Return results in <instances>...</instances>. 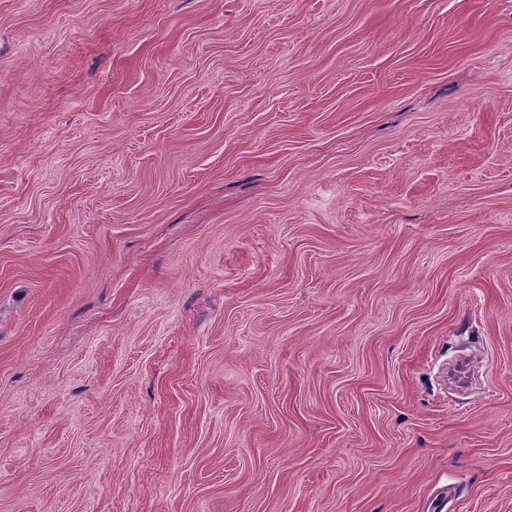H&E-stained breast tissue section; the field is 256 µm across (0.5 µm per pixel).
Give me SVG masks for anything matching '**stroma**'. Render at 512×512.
<instances>
[{"label": "stroma", "instance_id": "1", "mask_svg": "<svg viewBox=\"0 0 512 512\" xmlns=\"http://www.w3.org/2000/svg\"><path fill=\"white\" fill-rule=\"evenodd\" d=\"M0 512H512V0H0Z\"/></svg>", "mask_w": 512, "mask_h": 512}]
</instances>
